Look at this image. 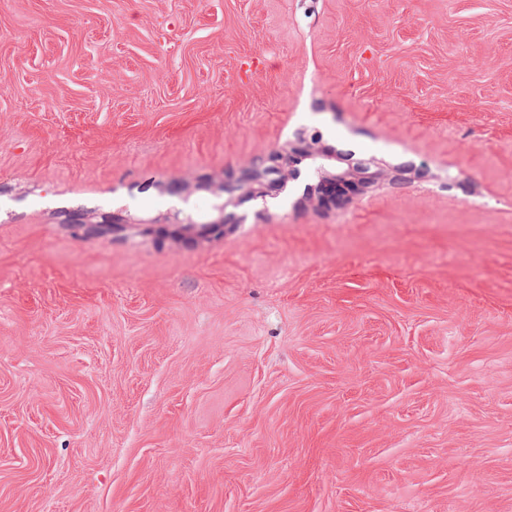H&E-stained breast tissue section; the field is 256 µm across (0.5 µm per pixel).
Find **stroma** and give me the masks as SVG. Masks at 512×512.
Wrapping results in <instances>:
<instances>
[{"label":"stroma","mask_w":512,"mask_h":512,"mask_svg":"<svg viewBox=\"0 0 512 512\" xmlns=\"http://www.w3.org/2000/svg\"><path fill=\"white\" fill-rule=\"evenodd\" d=\"M0 512H512V0H0ZM320 139L301 136L288 152L290 161V177L295 180L300 176V172L295 169V162L304 160L319 161L316 171L319 174L320 182L324 184L327 193L322 199H317L321 207L334 206L337 203H352L361 199L370 183L376 178L375 173H370L368 167L357 164L349 168L344 173L336 175L326 169V164L330 161H344L336 156L332 148L326 146L316 147ZM268 158L278 159L281 163L279 166H276L274 169H272V177L268 178L259 190L250 189L246 190L245 192L240 191L243 198L248 200L265 201L268 197L278 196L280 192L285 188L286 181L281 178L282 172L287 168L286 166H283V154L273 153L269 155ZM220 214L219 216L210 221L205 222H199L195 219V224H188L190 223L188 220L178 222V224H170V225H164L165 227L172 226L175 228L174 233H180L182 231L188 232V233H197V234H206V235H219L224 233V227L226 228L227 225H224V209L223 206L220 207Z\"/></svg>","instance_id":"35a3bbf8"}]
</instances>
